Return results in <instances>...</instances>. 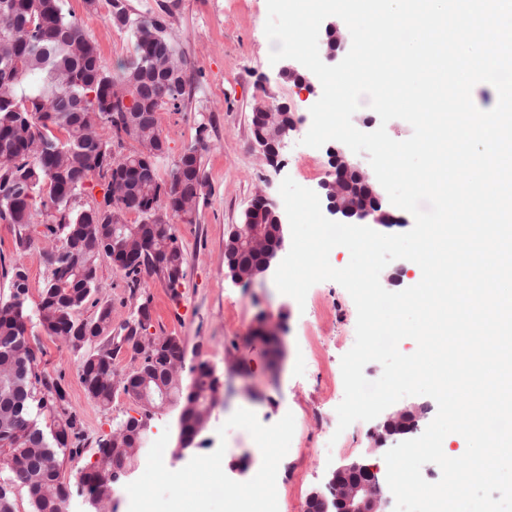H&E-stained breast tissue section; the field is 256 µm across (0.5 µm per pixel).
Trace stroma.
Instances as JSON below:
<instances>
[{
	"instance_id": "stroma-1",
	"label": "stroma",
	"mask_w": 512,
	"mask_h": 512,
	"mask_svg": "<svg viewBox=\"0 0 512 512\" xmlns=\"http://www.w3.org/2000/svg\"><path fill=\"white\" fill-rule=\"evenodd\" d=\"M131 13L169 9V36L193 67L192 89L181 111L161 110L159 126L169 151L160 165L168 177L174 161L196 142L197 115L210 116L200 154L206 180L193 222L174 218L173 226L185 252V278L170 291L163 276L142 274L141 289L151 298L153 334L182 337L187 364L208 362L224 378L222 401L212 411L206 429L194 447L174 457L177 446V406L156 412L151 431L161 450L160 465L188 474L191 485L176 490L164 480L143 482V467L135 465L115 493L116 512H128L132 495H139L145 512H174L177 502L199 505L201 512H224V500L210 485V467L224 476L254 479L275 461L284 500V512H304L308 496L324 489L338 466L353 460L385 469L384 449H372L368 437L374 421L352 423L355 438L318 433L298 426L290 441H281L275 427L282 413L303 417L318 408L335 416L344 397L341 358L354 345L356 306L338 283L313 285L304 304L281 294L273 277L238 285L224 276V245L232 227L241 223L253 198L265 194L280 201L284 178L315 190L327 177L325 149L307 148L300 139L309 129L302 124L292 132L283 151L284 164L267 165L254 146L251 110L255 101L294 104L309 114L319 93L301 91L294 79L282 77L279 65L269 60L272 49L264 28L266 0H126ZM63 11L76 19L98 48L110 69L129 57L132 43L127 31L107 18L106 0L89 9L84 0H63ZM17 225L0 220V262L21 263L28 274V303L36 305L50 272L43 259L44 227L27 225L34 244L21 252L16 246ZM98 296L112 305V322L120 324L133 311L127 280L110 259L100 258ZM282 317L285 331L281 350L256 339L253 331L261 315ZM43 351L40 367L60 380L65 405L76 416L77 444L81 454L66 463L67 478L94 459L96 441L126 415L136 414V404L115 392L102 405L85 392L78 375V357L56 338L39 328L29 330Z\"/></svg>"
}]
</instances>
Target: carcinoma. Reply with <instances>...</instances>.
Returning <instances> with one entry per match:
<instances>
[{
    "label": "carcinoma",
    "mask_w": 512,
    "mask_h": 512,
    "mask_svg": "<svg viewBox=\"0 0 512 512\" xmlns=\"http://www.w3.org/2000/svg\"><path fill=\"white\" fill-rule=\"evenodd\" d=\"M112 25L130 34L133 51L111 72L97 46L79 23L63 13L62 0H0V220L25 227L43 217L45 238L67 240L74 231L82 243L80 267L50 276L36 307L14 292L19 265L0 269L8 292L0 298V470L7 472L0 485V512H16L14 490L27 494L32 512H66L72 485L63 474L65 459L80 454L69 445L76 429L75 416L59 405L64 393L58 380L38 370V352L27 348L22 323L30 321L44 332L61 335L59 326L80 327L98 338L96 349L73 341L67 348L79 355V379L93 400L107 405L121 390L142 412L118 421L107 436L96 441L95 462L79 472L78 484L101 502L111 500L115 485L140 459L148 434L138 431L140 419L153 414L160 400L141 397L127 387L128 377L118 372L117 357L148 353L156 340L163 342L159 358L149 371L150 389L163 387L180 406V435H199L208 392L215 389L208 363H198L191 386L168 372V365L186 354L179 336H150L151 298L139 295L132 323L112 326V306L97 300L94 317L81 320L79 311L98 288L97 279L82 277L97 272L98 260L112 258L113 218L135 213L139 221L124 230L125 239L143 248L141 262L125 272L131 295L140 287V275H163L173 296L184 279L185 254L172 224L149 222L167 215L170 202L197 206L206 182L201 162L190 168L178 157L169 178L159 173L162 158L137 159L138 151L113 155L110 145L123 146L125 127L112 114L130 112L124 99L139 97L180 111L191 66L167 33L163 15L132 17L124 0H108ZM112 127V142L95 131V120ZM123 167L130 192L117 182L105 184L107 212L91 216L74 206L76 199L101 171L112 164ZM167 257L163 267L151 261V251Z\"/></svg>",
    "instance_id": "1"
}]
</instances>
